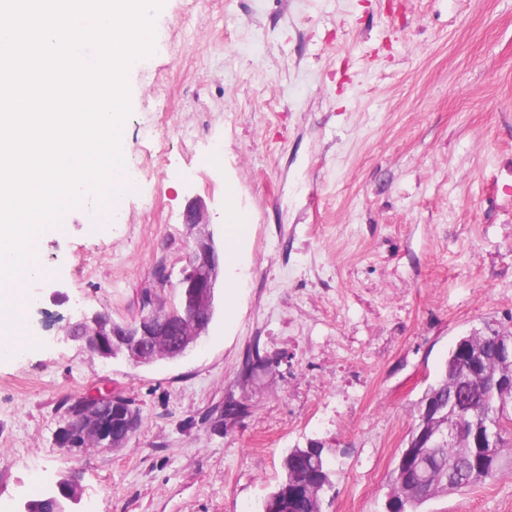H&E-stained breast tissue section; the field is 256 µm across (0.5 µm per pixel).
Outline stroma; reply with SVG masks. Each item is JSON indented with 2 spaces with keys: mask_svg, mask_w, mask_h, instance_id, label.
<instances>
[{
  "mask_svg": "<svg viewBox=\"0 0 512 512\" xmlns=\"http://www.w3.org/2000/svg\"><path fill=\"white\" fill-rule=\"evenodd\" d=\"M127 83L126 161L165 160L103 228L84 203L44 234L24 312L43 346L0 361V512L73 474L65 512H258L312 441L332 450L329 512H384L451 347L512 330V0H163ZM229 192L241 285L199 345L139 366L66 338L85 312L134 320L144 291L175 300L184 208L200 199L223 245ZM91 392L137 410L125 447L56 444ZM424 512H512V479Z\"/></svg>",
  "mask_w": 512,
  "mask_h": 512,
  "instance_id": "35a3bbf8",
  "label": "stroma"
}]
</instances>
